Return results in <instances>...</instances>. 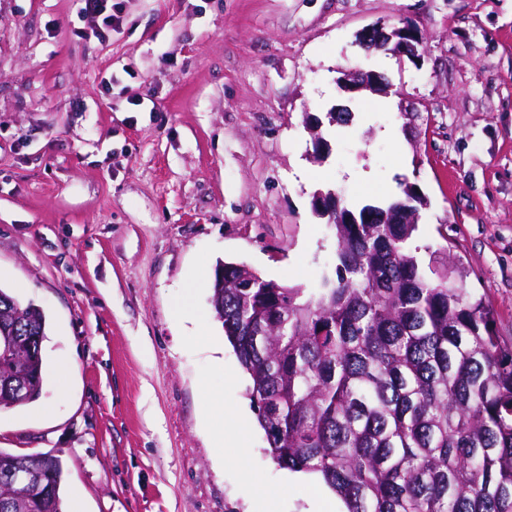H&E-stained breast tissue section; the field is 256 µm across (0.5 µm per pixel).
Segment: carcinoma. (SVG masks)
<instances>
[{"instance_id":"obj_1","label":"carcinoma","mask_w":512,"mask_h":512,"mask_svg":"<svg viewBox=\"0 0 512 512\" xmlns=\"http://www.w3.org/2000/svg\"><path fill=\"white\" fill-rule=\"evenodd\" d=\"M402 193L355 224L336 210V263L309 296L226 262L211 305L273 459L320 475L346 512H512V345L464 268L424 263L418 224L390 223L425 205ZM1 318L24 340L47 336L44 311L3 288ZM16 367L24 394L0 393V411L42 393V357L22 345ZM12 458L0 450V512H64L61 461L24 456L51 476L38 500L11 486Z\"/></svg>"}]
</instances>
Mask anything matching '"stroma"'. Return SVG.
Here are the masks:
<instances>
[{"label": "stroma", "instance_id": "1", "mask_svg": "<svg viewBox=\"0 0 512 512\" xmlns=\"http://www.w3.org/2000/svg\"><path fill=\"white\" fill-rule=\"evenodd\" d=\"M118 3L100 40L79 0H0V287L49 324L42 395L0 413V449L59 458L83 512L335 507L257 420L215 450L204 394L233 417L248 377L209 288L199 324L173 312L220 260L314 288L336 259L314 195L357 210L409 183L415 245L467 269L511 344L512 0ZM402 24L416 59L360 42ZM356 67L381 90L344 91Z\"/></svg>", "mask_w": 512, "mask_h": 512}]
</instances>
